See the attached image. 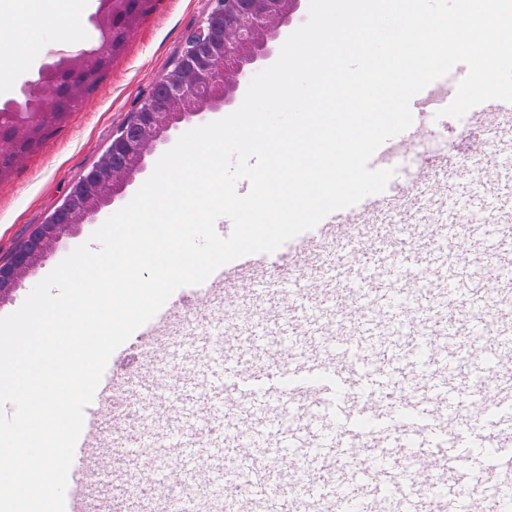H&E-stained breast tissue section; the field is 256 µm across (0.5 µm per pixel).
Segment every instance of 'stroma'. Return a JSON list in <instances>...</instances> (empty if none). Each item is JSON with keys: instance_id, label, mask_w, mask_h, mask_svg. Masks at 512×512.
I'll use <instances>...</instances> for the list:
<instances>
[{"instance_id": "1", "label": "stroma", "mask_w": 512, "mask_h": 512, "mask_svg": "<svg viewBox=\"0 0 512 512\" xmlns=\"http://www.w3.org/2000/svg\"><path fill=\"white\" fill-rule=\"evenodd\" d=\"M98 6L99 0H87L79 16L42 18L44 49L93 47L98 34L88 16ZM209 8L210 0H153L151 11L133 27L96 89L71 109L36 152L0 181V261L44 222L71 186L98 162L113 133L173 66L187 34ZM95 229V224L85 223L65 237L27 275L11 299L0 303V315L16 311L33 287Z\"/></svg>"}]
</instances>
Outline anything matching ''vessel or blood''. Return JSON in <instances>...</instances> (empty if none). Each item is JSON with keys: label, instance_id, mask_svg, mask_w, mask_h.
<instances>
[{"label": "vessel or blood", "instance_id": "obj_1", "mask_svg": "<svg viewBox=\"0 0 512 512\" xmlns=\"http://www.w3.org/2000/svg\"><path fill=\"white\" fill-rule=\"evenodd\" d=\"M447 83L411 101L413 123L372 156L373 169L439 137ZM469 137L425 156L383 192L326 216L283 245L218 268L197 299L231 309L254 298L251 333L202 326L173 368L135 379L105 369L68 474L65 512L90 497L115 512H163L172 484L206 478L182 512H504L512 494V103L465 115ZM503 131L497 142L478 131ZM503 284H490L489 265ZM186 313L162 307L137 329V355L168 356ZM147 399L163 445L126 415L104 425L116 384ZM439 468L437 493L414 481Z\"/></svg>", "mask_w": 512, "mask_h": 512}]
</instances>
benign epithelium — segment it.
<instances>
[{"label":"benign epithelium","mask_w":512,"mask_h":512,"mask_svg":"<svg viewBox=\"0 0 512 512\" xmlns=\"http://www.w3.org/2000/svg\"><path fill=\"white\" fill-rule=\"evenodd\" d=\"M299 0H211L200 23L185 40L181 55L163 76L159 90L147 98L112 135L97 164L41 224L36 225L6 262H0V301L21 286L23 277L73 229L97 221L115 197L145 167L146 158L183 122L202 119L234 103L242 83L274 54L281 29L288 25ZM129 0H102L95 18L125 14ZM102 40L79 52L84 65L65 68L72 52L48 51L39 67L24 80L27 106L12 110L14 123L38 133L53 113L41 101L55 97L56 76L67 72L68 83H86L102 55L111 50L114 30L100 25ZM22 153L8 126L0 124V162L16 164Z\"/></svg>","instance_id":"obj_1"}]
</instances>
